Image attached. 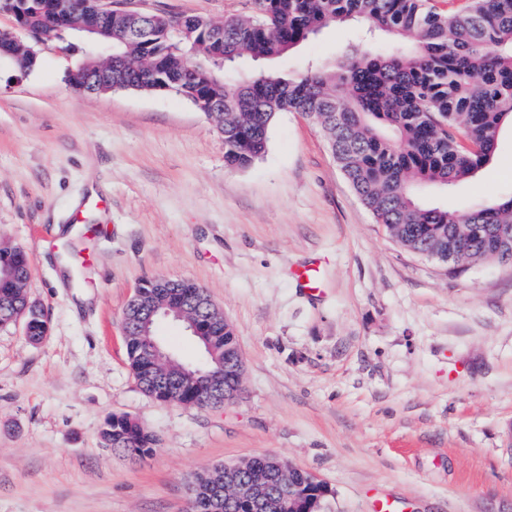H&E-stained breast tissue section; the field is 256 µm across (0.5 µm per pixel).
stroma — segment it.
<instances>
[{"instance_id": "1", "label": "stroma", "mask_w": 512, "mask_h": 512, "mask_svg": "<svg viewBox=\"0 0 512 512\" xmlns=\"http://www.w3.org/2000/svg\"><path fill=\"white\" fill-rule=\"evenodd\" d=\"M214 22L254 0H130ZM321 29L274 61L298 74L357 43ZM37 69L0 63V247L22 248L47 336L0 328V512H186L203 469L274 454L328 484L322 512H512V267L458 273L376 224L317 126L278 113L252 165L224 163L214 124L169 91L89 95L77 59L37 43ZM512 195V127L454 192ZM319 264L323 294L291 278ZM154 278L200 285L232 324L244 390L223 407L163 404L128 364L123 311ZM158 440L130 462L108 416Z\"/></svg>"}]
</instances>
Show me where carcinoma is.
<instances>
[{"instance_id":"1","label":"carcinoma","mask_w":512,"mask_h":512,"mask_svg":"<svg viewBox=\"0 0 512 512\" xmlns=\"http://www.w3.org/2000/svg\"><path fill=\"white\" fill-rule=\"evenodd\" d=\"M46 0H24L18 25L81 52L73 39L85 32L54 26ZM256 18L228 17L214 23L198 17L146 14L151 40L132 34L131 19L112 16L113 87L149 93L172 91L191 103L196 96L219 105L207 112L224 139V161L246 168L265 152L274 117L299 112L324 134L346 180L375 223L408 251L454 256L467 266L495 261L512 266V196L456 210L426 203L429 188L453 190L475 178L495 158L500 132L512 125V0H472L467 7L436 12L425 0H258ZM349 20L369 35L386 34L398 48L385 53L355 49L334 68L311 66L300 75L248 72L226 81V70L244 59L272 60L299 47L311 34ZM17 62L32 71L37 52L14 45ZM12 278L0 279V328L27 319L26 253L0 249V263ZM154 299L190 318L205 316L203 289L190 280L171 288H147ZM49 330L41 317L28 323L38 342ZM222 324L210 325L208 339L224 357ZM145 343L127 342L130 367L142 390L164 403L167 396L143 386ZM195 402L198 382L181 364L154 363ZM105 444L132 459L156 451L146 428L126 415L110 416L101 430ZM224 473L198 472L190 483L192 512H252L246 502L230 507L213 485Z\"/></svg>"}]
</instances>
